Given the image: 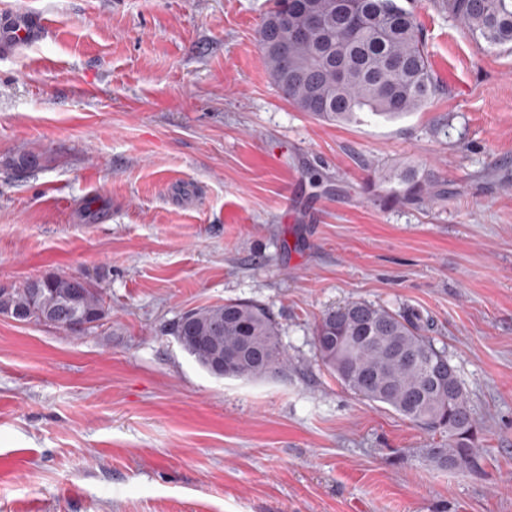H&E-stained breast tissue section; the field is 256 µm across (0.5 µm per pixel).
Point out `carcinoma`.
I'll return each instance as SVG.
<instances>
[{
  "instance_id": "obj_1",
  "label": "carcinoma",
  "mask_w": 512,
  "mask_h": 512,
  "mask_svg": "<svg viewBox=\"0 0 512 512\" xmlns=\"http://www.w3.org/2000/svg\"><path fill=\"white\" fill-rule=\"evenodd\" d=\"M461 30L489 49L512 46V0H440ZM322 26L293 36L308 14ZM265 65L283 96L299 111L326 123L396 120L417 112L439 94L421 24L400 0H275L257 32ZM9 166H43V157L21 153ZM383 205L435 198L428 172L410 169L383 177ZM13 315L81 336L108 315L102 293L85 276L51 273L35 284L0 288V308ZM181 348L204 370L222 350L233 355L224 376L258 379L282 371L288 358L281 329L263 306L241 300L191 309L170 328ZM322 363L364 399L405 419L448 435L427 449L443 468H469L479 448L478 425L461 380L456 387L434 376L448 362L424 333L413 309L390 310L351 301L326 310L314 329Z\"/></svg>"
}]
</instances>
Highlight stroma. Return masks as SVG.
Returning a JSON list of instances; mask_svg holds the SVG:
<instances>
[{
	"instance_id": "35a3bbf8",
	"label": "stroma",
	"mask_w": 512,
	"mask_h": 512,
	"mask_svg": "<svg viewBox=\"0 0 512 512\" xmlns=\"http://www.w3.org/2000/svg\"><path fill=\"white\" fill-rule=\"evenodd\" d=\"M273 6L0 0L49 27L0 57V287L86 275L108 309L81 336L0 317V512H512V50L410 0L441 93L332 125L265 68ZM404 168L434 201L363 194ZM227 300L274 315L282 372L213 377L169 334ZM350 301L430 318L477 466L431 463L443 434L322 364L315 324Z\"/></svg>"
}]
</instances>
